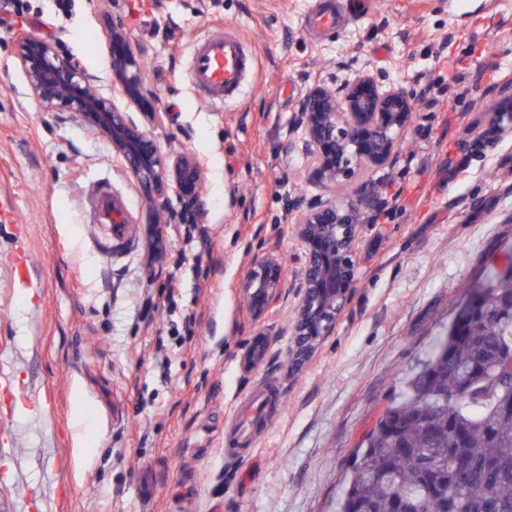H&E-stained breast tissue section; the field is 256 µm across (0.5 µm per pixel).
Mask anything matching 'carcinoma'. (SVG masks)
<instances>
[{
    "label": "carcinoma",
    "mask_w": 512,
    "mask_h": 512,
    "mask_svg": "<svg viewBox=\"0 0 512 512\" xmlns=\"http://www.w3.org/2000/svg\"><path fill=\"white\" fill-rule=\"evenodd\" d=\"M512 277H492L468 325L437 338L361 444L338 512H512Z\"/></svg>",
    "instance_id": "1"
}]
</instances>
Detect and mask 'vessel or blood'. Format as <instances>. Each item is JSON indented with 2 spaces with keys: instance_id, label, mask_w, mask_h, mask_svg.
I'll return each mask as SVG.
<instances>
[{
  "instance_id": "1",
  "label": "vessel or blood",
  "mask_w": 512,
  "mask_h": 512,
  "mask_svg": "<svg viewBox=\"0 0 512 512\" xmlns=\"http://www.w3.org/2000/svg\"><path fill=\"white\" fill-rule=\"evenodd\" d=\"M370 6L371 0H316L302 20L303 32L313 41L334 36L368 15ZM188 55L191 87L200 99L213 105L239 100L255 74V49L232 23L208 27L192 42ZM85 211L91 223L111 226L115 237L124 236L127 212L107 186H99L87 196ZM12 264L17 285L26 290L36 288L23 247H15ZM278 405L277 391L271 385L258 386L246 394L238 421L224 432L227 446L252 447L258 428L269 422Z\"/></svg>"
}]
</instances>
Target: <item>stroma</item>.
Instances as JSON below:
<instances>
[{
	"instance_id": "stroma-1",
	"label": "stroma",
	"mask_w": 512,
	"mask_h": 512,
	"mask_svg": "<svg viewBox=\"0 0 512 512\" xmlns=\"http://www.w3.org/2000/svg\"><path fill=\"white\" fill-rule=\"evenodd\" d=\"M312 0H24L0 24V193L26 224L39 287L21 294L0 229V512H336L356 451L405 373L444 334L487 268L512 259V135L462 150L473 122L512 83L507 0H372L367 17L328 41L301 20ZM122 16L144 78L166 112L148 133L163 151L206 164L196 249L161 225L149 258L146 195L78 112L47 110L30 90L16 39L55 42L114 94L106 31ZM238 26L258 70L242 99L213 106L188 80L191 41L215 21ZM449 48H442V41ZM443 58H436L438 49ZM368 67L415 103L392 165L372 178L383 207H362L359 266L335 330L301 365L288 359L297 307L282 300L266 361L244 370L258 331L236 284L274 252L298 280L301 245L283 207L324 189L290 119L315 83ZM469 75L449 81V69ZM110 184L128 237L86 221L84 198ZM182 282L168 292L169 276ZM271 383L281 405L255 447L224 445L234 402ZM93 431L80 447L72 424ZM155 492L143 499L144 474Z\"/></svg>"
}]
</instances>
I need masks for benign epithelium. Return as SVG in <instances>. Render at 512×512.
<instances>
[{
    "label": "benign epithelium",
    "instance_id": "1",
    "mask_svg": "<svg viewBox=\"0 0 512 512\" xmlns=\"http://www.w3.org/2000/svg\"><path fill=\"white\" fill-rule=\"evenodd\" d=\"M111 48L112 86L132 103L146 109L154 125L164 123L165 113L153 106L141 61L129 44L121 17H112L107 30ZM16 56L33 93L51 110L80 112L111 144L112 154L144 189L149 207H160L165 216H148L154 249L161 250L157 224H196L203 209L205 166L193 152L163 153L157 142L129 115L100 96L95 79L65 61L49 41L21 35ZM499 101L462 146L483 151L504 133L512 132V84L501 87ZM413 118V103L405 90L362 68L339 85L318 83L298 104L292 125L302 130L303 147L312 158L309 179L329 190L357 183L368 172L389 166L401 144L400 136ZM175 192L178 206L168 204ZM284 209L295 216V233L302 244L301 273L295 287L297 318L288 356L299 361L309 356L330 335L347 305L359 265L358 204L336 199L308 200L287 196ZM488 282L473 288L461 303L453 323L461 325L483 305ZM254 321L261 323L286 296V273L281 257L267 252L255 258L239 282ZM270 333H256L242 354V365L252 370L263 364Z\"/></svg>",
    "mask_w": 512,
    "mask_h": 512
}]
</instances>
